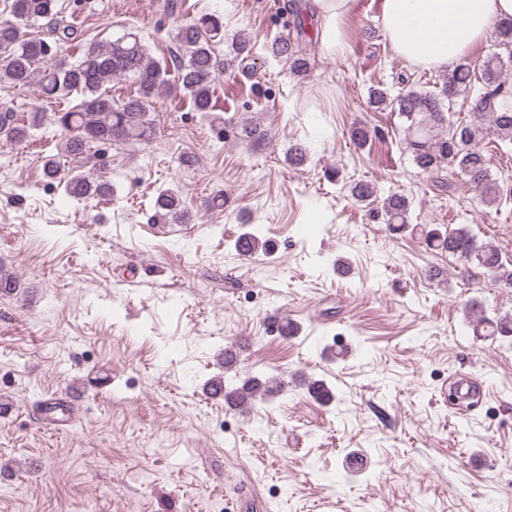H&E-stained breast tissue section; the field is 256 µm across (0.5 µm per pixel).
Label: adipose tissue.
<instances>
[{"label":"adipose tissue","instance_id":"ef3b65f1","mask_svg":"<svg viewBox=\"0 0 512 512\" xmlns=\"http://www.w3.org/2000/svg\"><path fill=\"white\" fill-rule=\"evenodd\" d=\"M353 0H312L319 42L345 56ZM381 25L393 53L413 66L445 71L512 22V0H382Z\"/></svg>","mask_w":512,"mask_h":512}]
</instances>
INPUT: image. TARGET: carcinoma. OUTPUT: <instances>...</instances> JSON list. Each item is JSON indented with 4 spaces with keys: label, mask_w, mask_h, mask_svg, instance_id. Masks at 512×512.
<instances>
[{
    "label": "carcinoma",
    "mask_w": 512,
    "mask_h": 512,
    "mask_svg": "<svg viewBox=\"0 0 512 512\" xmlns=\"http://www.w3.org/2000/svg\"><path fill=\"white\" fill-rule=\"evenodd\" d=\"M284 9L293 17L294 33L286 38L274 37L266 51L288 63L293 75L304 76L310 70L306 38L312 37L313 15L300 0H286ZM12 15L13 19L0 23V82L24 88L36 81L47 99L75 92L80 102L49 116L32 112L26 125L17 123L15 113L1 111L0 137L21 143L30 128L49 119L64 134L65 149L72 155L83 154L91 144L155 139L156 127L149 106L168 82L166 72L170 69L193 109L212 112L217 77L228 68L249 69L255 65V42L246 34L236 38L228 55L217 57L214 41L221 36L224 23L210 14L177 26L179 56L171 67L152 61L140 37L127 33L106 44L89 42L75 62L60 61L43 69L41 64L54 56L58 43L77 38V29L62 15L58 0H13ZM39 22L46 28L45 36L22 37L21 26ZM503 66L502 57L497 55L477 69L467 62L456 64L438 76L433 90L410 88L395 97L380 88L372 90V103L396 112L406 124V147L416 167L431 176L447 168L454 170L487 206L500 204L503 193L492 178L480 143L492 136L505 146L512 145V85L503 75ZM128 78L137 85L135 94L115 99L109 84ZM462 92L469 96L470 112L465 119L453 111L454 99ZM238 134L255 144L274 136L272 129L254 121L241 124ZM43 169L45 176L62 184L70 197L89 199L112 193V184L103 176L93 179L83 174H64L53 158L45 160ZM350 193L361 203L377 200L376 186L367 181L355 183ZM154 206L179 222L187 219L181 199L172 192L160 193ZM410 209L411 201L402 192H391L382 199L380 212L389 232L399 234L419 228L410 223ZM421 234L429 248L483 268L499 287L512 288V267L502 261L497 245L477 238L469 225L424 227ZM472 327L477 336L509 337L512 316L479 317ZM216 385L223 389L227 404L244 412L252 408L257 396H274L282 391V381L274 376H252L228 385L220 379Z\"/></svg>",
    "instance_id": "carcinoma-1"
}]
</instances>
